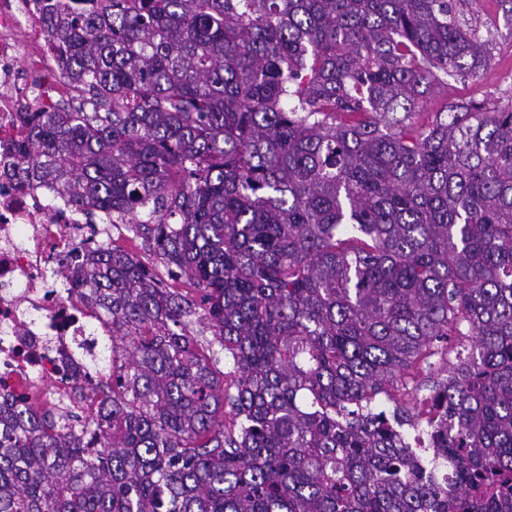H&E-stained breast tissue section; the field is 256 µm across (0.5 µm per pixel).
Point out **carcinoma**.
Listing matches in <instances>:
<instances>
[{"label": "carcinoma", "instance_id": "carcinoma-1", "mask_svg": "<svg viewBox=\"0 0 512 512\" xmlns=\"http://www.w3.org/2000/svg\"><path fill=\"white\" fill-rule=\"evenodd\" d=\"M39 11L82 99L21 113L22 179L198 297L107 238L59 259L112 382L87 416L0 399V512H512V105L411 121L491 39L453 0ZM460 337L413 440L396 385ZM119 225L122 230V234L120 236L116 230L112 233V225L109 228H103L107 233H110V239L115 245L122 247L140 258L152 269L155 277L162 281L167 288H172L183 294H188L190 297H194L197 294L195 289L196 286L191 281L169 275L167 268L154 259V256L149 251L148 246L144 244L143 240L135 237L133 233L128 230V224Z\"/></svg>", "mask_w": 512, "mask_h": 512}]
</instances>
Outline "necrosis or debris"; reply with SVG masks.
<instances>
[{
    "label": "necrosis or debris",
    "mask_w": 512,
    "mask_h": 512,
    "mask_svg": "<svg viewBox=\"0 0 512 512\" xmlns=\"http://www.w3.org/2000/svg\"><path fill=\"white\" fill-rule=\"evenodd\" d=\"M38 17L37 0H0V385L31 400L49 385L61 394L85 385V353L98 349L91 325L102 319L84 305L80 289L51 293L42 285L55 257L87 238L84 217L50 187L18 175L28 99L19 70L27 69L41 106L52 107L66 92L50 43L18 37L36 29Z\"/></svg>",
    "instance_id": "4bbe7bcc"
}]
</instances>
